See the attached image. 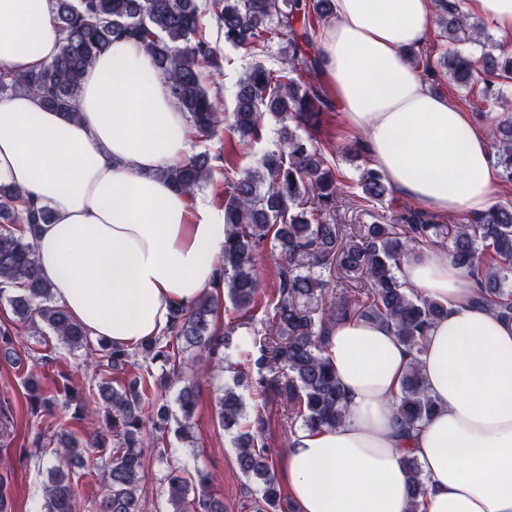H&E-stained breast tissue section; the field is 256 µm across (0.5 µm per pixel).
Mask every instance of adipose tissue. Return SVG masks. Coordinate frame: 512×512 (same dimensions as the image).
<instances>
[{
	"label": "adipose tissue",
	"instance_id": "ef3b65f1",
	"mask_svg": "<svg viewBox=\"0 0 512 512\" xmlns=\"http://www.w3.org/2000/svg\"><path fill=\"white\" fill-rule=\"evenodd\" d=\"M434 10V0H334L319 73L398 195L476 218L498 186L488 138L405 55L427 40ZM60 47L50 0H0V69L38 70ZM77 109L73 118L25 92L0 99V183L53 214L34 248L55 302L89 336L132 348L161 334L173 306L212 289L224 211L161 176L190 155L192 130L140 42L97 56ZM396 276L445 313L416 357L387 324L336 321L325 354L345 418L299 431L275 478L298 512H512V320L475 304L469 273L438 249L419 250ZM413 361L436 410L407 433L396 402ZM407 457L429 488L415 508Z\"/></svg>",
	"mask_w": 512,
	"mask_h": 512
}]
</instances>
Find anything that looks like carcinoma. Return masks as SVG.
Returning <instances> with one entry per match:
<instances>
[{
	"label": "carcinoma",
	"instance_id": "1",
	"mask_svg": "<svg viewBox=\"0 0 512 512\" xmlns=\"http://www.w3.org/2000/svg\"><path fill=\"white\" fill-rule=\"evenodd\" d=\"M53 19L63 35L57 57L38 70L15 74L0 70V97L24 91L51 108L76 116L81 80L97 54L113 40L134 37L141 41L154 65L164 75L172 97L187 114L193 138L217 135L221 119L203 83L204 71L220 73L226 59L203 31L198 0H50ZM210 21L224 33V42L245 49L253 58L266 53L276 37L285 43L286 60L278 69L249 66L239 79L232 120L227 131L241 141L262 139L264 119L280 123V141L263 153L255 168L237 170L226 163L224 202L226 237L222 263L213 290L189 306L170 309L163 333L142 342L133 351L107 339H97L89 356L95 368L113 380H103L91 393L68 386L63 389L71 418L84 421L90 410L103 411L104 430L91 442L70 430L56 433L59 464L48 472L45 486L47 512H79L76 490L62 465L83 462L94 455L104 465L106 492L97 512H144L140 483L145 469L146 422L159 434L175 422L184 439L193 438L199 394L192 379L182 377L174 360L188 349L200 352L198 375L205 378L217 368L215 358L234 343L235 328H214L221 315L233 308L247 315L266 306L262 332L242 342L256 387L286 402L289 425L301 421L305 429L333 428L345 416L336 375L324 355L330 326L338 319L355 317L391 325L401 342L417 354L432 322L443 312L436 299L402 288L395 270L417 245L449 238L452 262L470 273L473 300L512 317V206L492 204L476 219L443 224L420 210L404 208L393 224H363L349 235L329 221L343 193V176L336 172L325 151L310 144L297 130H316L331 107L325 87L316 80L303 82L299 73L318 75L316 54L321 27L333 12V0H210ZM440 37L454 43L482 46L478 60L458 52L443 54L438 64L460 87L480 85L477 115L498 103L500 86L512 80V55L496 54L501 47L484 24L470 20L463 0H436ZM497 164L512 181V117L498 120ZM211 157L195 153L163 172V176L191 196L211 175ZM359 185L365 203L383 200L392 192L384 174L363 168ZM21 193L0 184V291L22 284L8 297L10 315L0 319V359L21 367L27 355L18 349L24 330H49L71 348L89 344L86 331L53 301L51 285L37 271L33 236L48 224L52 213L34 203L17 210ZM278 252L277 283L270 298L260 294L255 260L266 248ZM356 281L336 289V276ZM143 365L129 384L115 387L119 377ZM161 364L155 374L152 365ZM180 383L179 415L169 416L148 398L154 386ZM22 385L34 414L51 416L55 394L41 378L28 372ZM217 418L233 434L237 465L259 490L251 499V512H292L271 468L277 450L262 436V420L255 430H242L244 407L233 388L224 386L217 400ZM435 403L427 394L416 363L405 374L397 412L407 426L428 419ZM413 501L428 487L417 462L403 460ZM184 466L168 465V500L171 512H224V500L210 493L211 477L203 469L186 476Z\"/></svg>",
	"mask_w": 512,
	"mask_h": 512
}]
</instances>
